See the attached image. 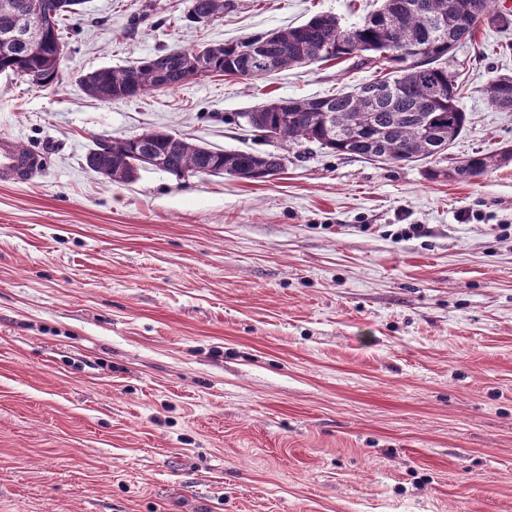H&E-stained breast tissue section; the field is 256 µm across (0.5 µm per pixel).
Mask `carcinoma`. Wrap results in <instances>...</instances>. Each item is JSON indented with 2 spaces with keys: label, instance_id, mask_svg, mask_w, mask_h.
I'll list each match as a JSON object with an SVG mask.
<instances>
[{
  "label": "carcinoma",
  "instance_id": "1",
  "mask_svg": "<svg viewBox=\"0 0 512 512\" xmlns=\"http://www.w3.org/2000/svg\"><path fill=\"white\" fill-rule=\"evenodd\" d=\"M46 23L37 48L16 37L19 14L28 0H0V74L51 88L59 77L57 50L68 45L62 26L75 12L72 0ZM494 0H383L380 9L361 23L346 25L333 14H322L290 28L272 30L235 43L210 44L202 53L169 50L142 58L126 67H102L80 80L83 93L101 101L134 98L186 83L194 63L202 62L200 78L233 75L259 81L278 71L317 63L360 57L358 65L381 74L334 96L277 99L239 114L244 126L259 137L301 148L317 144L348 158L386 164L435 160L444 155L465 128L467 115L460 106L462 83L448 69L454 47L473 39L487 22L501 30L512 28V14L493 10ZM193 11L208 18L224 14V0H190ZM425 47L413 59L409 48ZM488 104L512 112V76L493 73L483 89ZM150 152L163 159L160 171L178 178L227 175L256 180L273 176L284 167L276 153L220 150L202 146L175 134L154 129L126 138H99L90 153L107 166L112 182L134 180L142 167L140 155ZM512 160V147L496 154H476L465 166L448 169L456 180L479 177Z\"/></svg>",
  "mask_w": 512,
  "mask_h": 512
}]
</instances>
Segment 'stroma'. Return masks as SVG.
Segmentation results:
<instances>
[{"label": "stroma", "instance_id": "1", "mask_svg": "<svg viewBox=\"0 0 512 512\" xmlns=\"http://www.w3.org/2000/svg\"><path fill=\"white\" fill-rule=\"evenodd\" d=\"M380 5L225 0L199 24L189 0H85L58 84L0 75V134L48 156L0 184V512H512V163L432 179L425 161L299 152L238 125L370 79L352 59L109 102L79 87ZM448 67L468 123L443 171L512 145V112L483 94L490 70L512 74V29L481 24ZM147 128L284 169L87 168L97 138Z\"/></svg>", "mask_w": 512, "mask_h": 512}]
</instances>
